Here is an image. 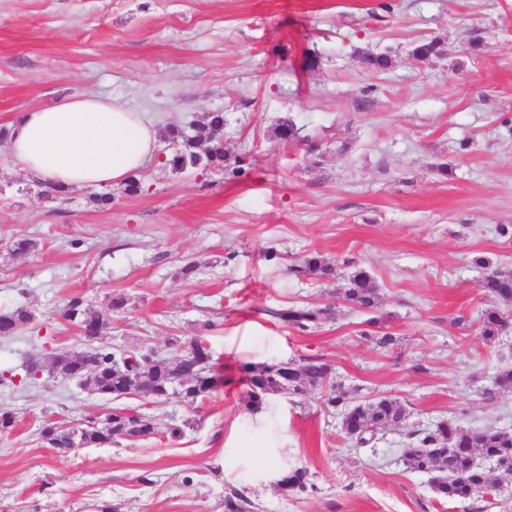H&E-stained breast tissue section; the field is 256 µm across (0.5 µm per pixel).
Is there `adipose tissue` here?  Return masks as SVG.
Here are the masks:
<instances>
[{"label":"adipose tissue","instance_id":"obj_1","mask_svg":"<svg viewBox=\"0 0 512 512\" xmlns=\"http://www.w3.org/2000/svg\"><path fill=\"white\" fill-rule=\"evenodd\" d=\"M158 126L109 97L70 94L12 124L11 162L70 190L124 184L155 157Z\"/></svg>","mask_w":512,"mask_h":512}]
</instances>
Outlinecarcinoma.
I'll list each match as a JSON object with an SVG mask.
<instances>
[{
	"label": "carcinoma",
	"mask_w": 512,
	"mask_h": 512,
	"mask_svg": "<svg viewBox=\"0 0 512 512\" xmlns=\"http://www.w3.org/2000/svg\"><path fill=\"white\" fill-rule=\"evenodd\" d=\"M442 54L441 43L432 39L419 41L411 50V56L419 65ZM361 63L369 70L381 71L390 65L388 54L361 56ZM190 135L176 125L168 129V137L175 148L166 154L162 164L174 171H186L196 168H224L226 153L220 143L224 131V113L210 112L201 121L193 124ZM303 272L316 279H331L336 270L320 257L310 255L303 260ZM480 290L497 299L512 303V274L505 275L493 270L479 284ZM342 299L361 309L371 310L377 303V288L368 271L356 268L351 271L342 291ZM76 311L84 312V319L104 326L108 320L101 313L93 312L84 306L80 297L70 299L65 307L64 316ZM328 309L290 308L279 313L284 322L308 329L320 324ZM509 314L498 308H486L478 318V332L482 339L493 340L508 324ZM30 319L24 308L0 312V336L14 335ZM139 353L132 351L127 355L114 353L104 348L86 349L80 355L65 350L54 359L53 367L69 379H85L92 383L97 393L119 399L135 394L157 402L166 400L174 392V380L179 375V359H154L141 372ZM279 363L245 365V379L248 386V403L261 404L267 397L288 392L304 395L310 387L327 385V397L323 404L326 409L341 406L344 413V432L358 445H367L377 439L384 427L398 422L404 416L402 406L393 398L381 397L372 402L349 404L345 394L336 386L327 384L328 365L319 357H305L292 365L290 376L280 378ZM230 378L221 373L215 364L208 363L197 374L195 382L179 390L176 394L187 402L195 403L213 393ZM78 433L79 445L84 447L114 443L118 437H143L157 432V424L152 417L137 412H128L115 408L99 424L88 420L78 430L58 428L51 424L43 426L41 435L54 448L66 453L70 450L72 434ZM412 439L406 450L405 463L413 471L430 473L434 482L432 489L437 497L450 501H462L472 498L478 490L490 491L493 488L486 470L475 464L473 454L492 457L498 461L500 470L512 474V433H506L488 426L482 429L465 428L452 421L444 426L430 429H413L408 432ZM304 470L285 473L279 486L283 490H303L306 488Z\"/></svg>",
	"instance_id": "cac0c4a2"
}]
</instances>
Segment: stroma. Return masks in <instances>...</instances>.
Masks as SVG:
<instances>
[{
    "label": "stroma",
    "instance_id": "1",
    "mask_svg": "<svg viewBox=\"0 0 512 512\" xmlns=\"http://www.w3.org/2000/svg\"><path fill=\"white\" fill-rule=\"evenodd\" d=\"M430 38L442 54L417 65L411 50ZM366 52L389 53L390 68L362 67ZM72 93L163 130L223 113L227 158L247 165L235 176L154 160L136 194L59 198L12 169L0 138V311L34 315L0 336V412L17 419L0 431V512H225L237 491L252 512H471L403 453L407 430L443 420L512 431V390L495 383L512 368V325L491 344L475 327L495 304L480 260L512 273V236L498 232L512 226V0H0V128ZM288 124L297 137L280 140ZM21 238L35 248L18 258ZM311 254L336 279L296 273ZM355 267L376 282L374 309L338 297ZM116 296L126 306L99 347L173 358L201 334L233 382L193 405L123 399L156 435L60 454L43 425L114 406L51 370L54 354L85 348L61 308L79 297L102 311ZM327 306L309 330L276 316ZM386 332L394 349L377 344ZM303 356L323 358L350 402L396 399L405 422L359 447L321 388L249 405L242 365ZM295 469L309 487L283 493L276 481Z\"/></svg>",
    "mask_w": 512,
    "mask_h": 512
}]
</instances>
